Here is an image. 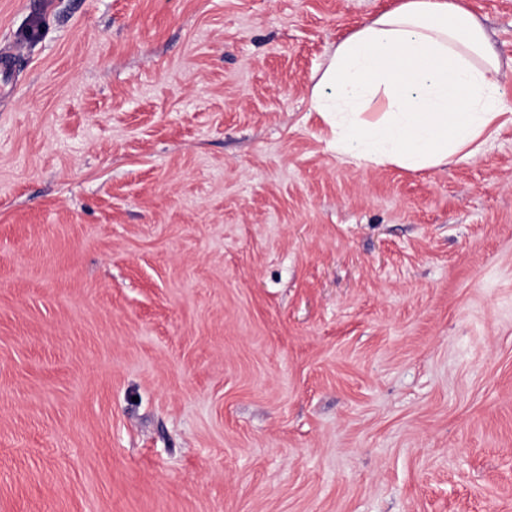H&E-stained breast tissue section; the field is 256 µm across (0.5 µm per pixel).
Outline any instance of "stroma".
Returning <instances> with one entry per match:
<instances>
[{
    "instance_id": "obj_1",
    "label": "stroma",
    "mask_w": 512,
    "mask_h": 512,
    "mask_svg": "<svg viewBox=\"0 0 512 512\" xmlns=\"http://www.w3.org/2000/svg\"><path fill=\"white\" fill-rule=\"evenodd\" d=\"M397 2L0 0V512H512V123L408 171L310 110Z\"/></svg>"
}]
</instances>
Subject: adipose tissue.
Returning <instances> with one entry per match:
<instances>
[{"instance_id": "ef3b65f1", "label": "adipose tissue", "mask_w": 512, "mask_h": 512, "mask_svg": "<svg viewBox=\"0 0 512 512\" xmlns=\"http://www.w3.org/2000/svg\"><path fill=\"white\" fill-rule=\"evenodd\" d=\"M500 68L457 0H401L337 45L310 105L339 157L437 168L472 158L502 118Z\"/></svg>"}]
</instances>
